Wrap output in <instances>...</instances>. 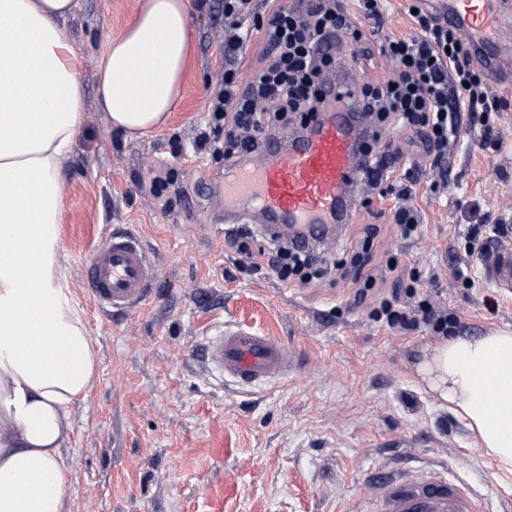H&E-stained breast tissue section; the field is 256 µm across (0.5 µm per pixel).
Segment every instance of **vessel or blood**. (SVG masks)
I'll use <instances>...</instances> for the list:
<instances>
[{"label":"vessel or blood","instance_id":"1","mask_svg":"<svg viewBox=\"0 0 512 512\" xmlns=\"http://www.w3.org/2000/svg\"><path fill=\"white\" fill-rule=\"evenodd\" d=\"M448 20L470 28L473 62L492 78L512 83V68L491 42L512 33V0H448ZM358 121L351 112H325L287 150L271 146L274 161L229 164L220 184L224 216L287 224L300 239L330 245L333 225L346 223L354 205ZM484 278L512 289V248L500 246L484 260ZM156 263L142 239L126 230L109 233L83 264L81 286L104 313L127 312L147 299ZM208 363L239 386L288 378L301 366L300 349L277 336L219 326L206 341ZM364 512H485L483 500L446 467L411 464L373 478Z\"/></svg>","mask_w":512,"mask_h":512}]
</instances>
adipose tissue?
<instances>
[{
  "instance_id": "obj_1",
  "label": "adipose tissue",
  "mask_w": 512,
  "mask_h": 512,
  "mask_svg": "<svg viewBox=\"0 0 512 512\" xmlns=\"http://www.w3.org/2000/svg\"><path fill=\"white\" fill-rule=\"evenodd\" d=\"M76 0H0V512H67L69 409L98 361L58 274L64 163L84 115ZM190 0H141L98 61L97 103L136 137L164 125L191 48ZM418 372L512 473V333L435 346Z\"/></svg>"
}]
</instances>
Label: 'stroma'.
Wrapping results in <instances>:
<instances>
[{
	"mask_svg": "<svg viewBox=\"0 0 512 512\" xmlns=\"http://www.w3.org/2000/svg\"><path fill=\"white\" fill-rule=\"evenodd\" d=\"M139 0H79L68 19L83 58L82 130L65 164L59 271L88 329L99 373L73 406L63 459L72 474L69 512H359L369 479L411 452L439 463L494 508L512 497V475L482 456L463 420L435 402L416 373L438 337L404 334L369 319L350 281L289 286L265 270H239L224 246V199L201 180L224 171L220 155L195 161L192 144L210 131L209 101L222 75L220 0H191L192 50L180 102L167 125L140 139L111 129L95 99L96 61L132 22ZM354 85L385 80L394 69L379 52L343 54ZM490 123L501 143L462 125L447 188L431 171L416 176L412 204L418 236L403 239L392 199L357 209L332 249L349 259L363 227L378 234L371 268L383 288L388 262L415 271L413 288L439 296L461 337L512 331V292L495 288L474 266L456 278L474 224L512 226V86ZM162 166L189 188L185 197L152 183ZM138 234L158 269L148 303L127 315L102 314L80 286V268L107 230ZM270 332L301 346L306 364L286 380L237 390L220 383L202 356L217 324Z\"/></svg>",
	"mask_w": 512,
	"mask_h": 512,
	"instance_id": "obj_1",
	"label": "stroma"
}]
</instances>
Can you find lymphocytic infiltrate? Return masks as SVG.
Returning a JSON list of instances; mask_svg holds the SVG:
<instances>
[{
	"label": "lymphocytic infiltrate",
	"mask_w": 512,
	"mask_h": 512,
	"mask_svg": "<svg viewBox=\"0 0 512 512\" xmlns=\"http://www.w3.org/2000/svg\"><path fill=\"white\" fill-rule=\"evenodd\" d=\"M383 2L358 0L363 13L358 19L341 0H271L263 62L246 74L240 53L249 37L245 23L252 0H224V71L208 106L213 126L223 129L224 136L200 135L197 150L223 154L228 163H244L261 154L273 133L288 127L292 115L310 123L321 112L347 107L367 127L416 134L429 167L438 169L445 181L451 174L448 147L456 141L462 120L482 124L485 137L502 139L501 131L485 123L486 113L497 110L499 101L474 65L468 44L459 38L458 26L447 17L417 10L410 34L384 39L381 52L395 63L387 80L358 88L341 81V49L375 36ZM359 158L362 207H370L374 197L394 195L397 227L404 238L413 237L420 226V214L409 203L414 189L393 181L403 158L400 147L363 146ZM224 244L248 263L264 259L268 271L290 285H307L339 269L324 256L290 246L287 237H266L250 227L230 225ZM370 317L396 332L423 326L436 336L447 335L452 323L445 303L397 288L376 300Z\"/></svg>",
	"instance_id": "lymphocytic-infiltrate-1"
}]
</instances>
